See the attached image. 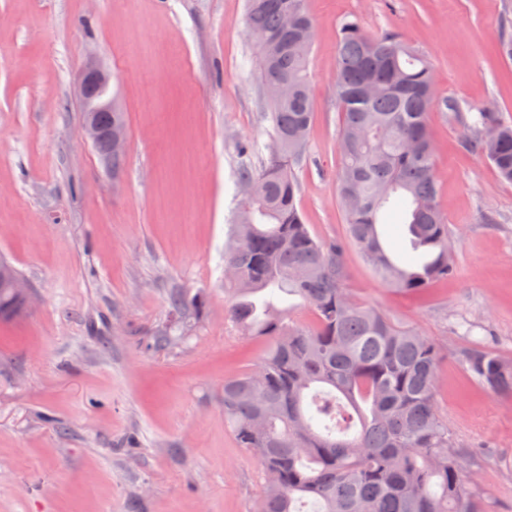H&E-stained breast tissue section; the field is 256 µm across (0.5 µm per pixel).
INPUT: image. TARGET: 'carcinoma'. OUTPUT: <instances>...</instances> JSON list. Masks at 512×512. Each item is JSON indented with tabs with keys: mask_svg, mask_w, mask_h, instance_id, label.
I'll list each match as a JSON object with an SVG mask.
<instances>
[{
	"mask_svg": "<svg viewBox=\"0 0 512 512\" xmlns=\"http://www.w3.org/2000/svg\"><path fill=\"white\" fill-rule=\"evenodd\" d=\"M258 81L270 104L273 147L245 188L224 254L232 323L263 337L252 369L224 381V421L253 452L265 486L260 512H483L464 485L448 422L436 403L439 345L344 286L343 246L308 231L292 172L313 119L307 77L314 29L305 0H247ZM340 106L337 193L349 243L386 287L410 296L454 274L448 218L438 203L429 112L444 107L432 65L394 31L367 34L346 18L336 50ZM463 147L512 183V124L486 103ZM407 225L410 259L395 260L380 226ZM297 296L300 322L275 299ZM466 370L494 394H512V364L486 348Z\"/></svg>",
	"mask_w": 512,
	"mask_h": 512,
	"instance_id": "1",
	"label": "carcinoma"
}]
</instances>
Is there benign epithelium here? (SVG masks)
I'll use <instances>...</instances> for the list:
<instances>
[{"instance_id": "benign-epithelium-1", "label": "benign epithelium", "mask_w": 512, "mask_h": 512, "mask_svg": "<svg viewBox=\"0 0 512 512\" xmlns=\"http://www.w3.org/2000/svg\"><path fill=\"white\" fill-rule=\"evenodd\" d=\"M80 97L85 105L82 131L93 146L104 141L108 150L122 152L126 148L125 128L112 120L116 111L112 103V77L100 65L90 63L86 66L80 80ZM107 119H102V113ZM0 280L6 282L14 293L20 308H25L29 299L26 283L14 275L9 267L0 266Z\"/></svg>"}]
</instances>
